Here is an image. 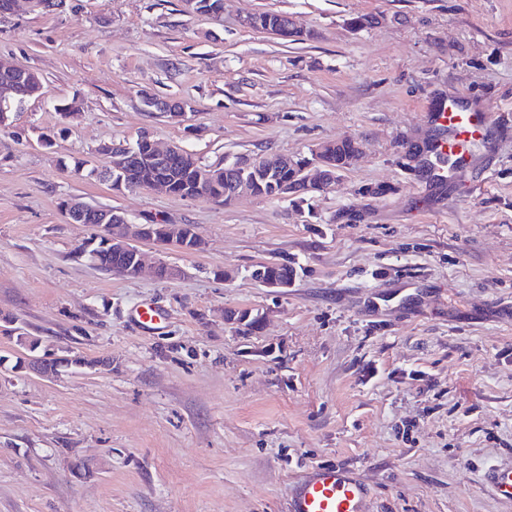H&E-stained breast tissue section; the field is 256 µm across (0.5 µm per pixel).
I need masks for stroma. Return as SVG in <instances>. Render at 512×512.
Returning <instances> with one entry per match:
<instances>
[{
	"label": "stroma",
	"mask_w": 512,
	"mask_h": 512,
	"mask_svg": "<svg viewBox=\"0 0 512 512\" xmlns=\"http://www.w3.org/2000/svg\"><path fill=\"white\" fill-rule=\"evenodd\" d=\"M268 11L311 38L246 26ZM1 57L45 93L0 129V312L36 355L86 364L17 371L0 331V512H288L326 464L369 487V512H512L484 480L512 468V0H224L217 19L183 0H24L0 16ZM146 92L187 102L184 119L146 111ZM449 98L494 125L439 181L406 148ZM144 133L204 166L344 139L362 154L301 204L74 174ZM71 200L193 225L206 247L156 252L172 280L98 271L72 257L94 230ZM283 261L290 287L252 275ZM147 306L159 323L134 321ZM244 312L254 328L225 320Z\"/></svg>",
	"instance_id": "1"
}]
</instances>
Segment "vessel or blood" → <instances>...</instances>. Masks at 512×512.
<instances>
[{"mask_svg": "<svg viewBox=\"0 0 512 512\" xmlns=\"http://www.w3.org/2000/svg\"><path fill=\"white\" fill-rule=\"evenodd\" d=\"M438 135L432 155H455L471 161L472 150L487 136V116L451 102L434 113ZM486 481L494 493L512 500V468L488 472ZM368 487L353 474L334 465L308 469L293 485L288 512H367Z\"/></svg>", "mask_w": 512, "mask_h": 512, "instance_id": "vessel-or-blood-1", "label": "vessel or blood"}]
</instances>
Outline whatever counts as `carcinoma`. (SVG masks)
Returning <instances> with one entry per match:
<instances>
[{"label":"carcinoma","instance_id":"cac0c4a2","mask_svg":"<svg viewBox=\"0 0 512 512\" xmlns=\"http://www.w3.org/2000/svg\"><path fill=\"white\" fill-rule=\"evenodd\" d=\"M185 5L192 13L218 15L223 9V0H185ZM6 81L16 84L21 94L0 96V128L7 126L12 106L18 107L27 99L40 95L44 88L42 77L36 71L25 67L12 76L0 74V86ZM353 151V141L344 140L334 146L330 155L322 156V159L333 172L340 174L346 170L348 158ZM130 153V165L121 171L109 165L103 173L95 167H87L85 161H78L74 165V173L87 177L99 176L111 182L112 189L121 190L137 189L142 182L158 172L168 179L171 193L181 198H205L224 205L233 199L230 193L231 175L226 173L224 167L203 166L187 151L171 155L155 166L149 163V146L139 140L130 147ZM304 164L305 160H297L295 166L285 167L271 175L265 168L254 166L240 170L237 179L244 181L254 195L279 197L281 184L292 181ZM87 258L96 269L104 272L116 273L126 267L125 258L99 244L88 250ZM266 275L278 281L290 280L294 269L285 261L266 267Z\"/></svg>","mask_w":512,"mask_h":512}]
</instances>
